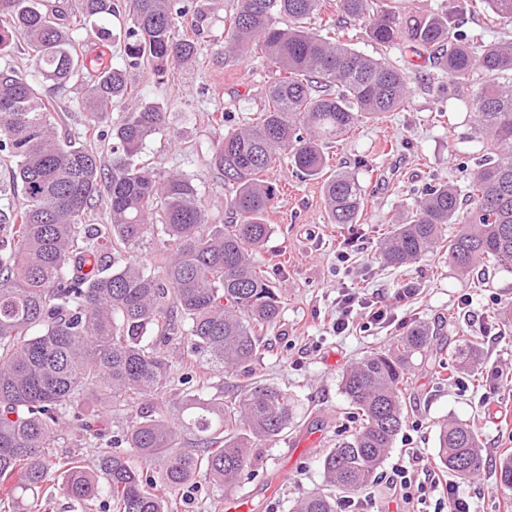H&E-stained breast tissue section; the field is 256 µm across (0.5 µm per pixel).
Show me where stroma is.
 Returning <instances> with one entry per match:
<instances>
[{
    "instance_id": "35a3bbf8",
    "label": "stroma",
    "mask_w": 512,
    "mask_h": 512,
    "mask_svg": "<svg viewBox=\"0 0 512 512\" xmlns=\"http://www.w3.org/2000/svg\"><path fill=\"white\" fill-rule=\"evenodd\" d=\"M207 19L195 28L185 16L181 30L199 35L201 53L195 64L171 68L164 80L148 73L132 76L142 100L170 114V129L151 140L144 158L158 172L183 170L194 174L212 223L227 222V189L220 171L210 165L217 130L208 116L229 113L228 128L260 112L264 91L274 79L260 57L224 58V22L235 0H205ZM125 15L107 21L84 22L75 33L87 48L105 47L113 65L123 63L121 33ZM108 29L109 42L98 39ZM345 43L369 56L379 48L360 25H348ZM401 68L416 67L419 79L410 83V105L373 121L355 125L326 152L333 168L354 172L365 192L361 218L355 224L330 223L321 180L296 176L286 165L266 174L278 188L268 222L272 232L255 259L280 288L283 317L269 330L249 373L225 376L222 390L232 395L253 382L273 384L293 398L296 420L283 439L258 445L259 461L241 476L231 493L249 496L256 512H290L296 501L323 488L321 458L348 438L360 420L352 414L341 390V377L367 353L389 346L395 336L422 322L432 333L426 359H415L405 392L404 425L382 468L390 470L408 450L435 458L440 425L457 419L472 425L481 440L483 462L478 473L461 481L460 491L473 512H512L498 481L496 465L503 451L512 452V323L488 330L493 309L512 304V269L481 264L467 277L448 266L443 253L430 254L405 267L383 263L380 247L392 216L410 203L414 191L436 180L465 184L478 157L465 113L443 116L448 106L447 75L427 57L396 46L384 52ZM51 97L60 114L62 136L90 142L102 166H110L111 121L93 123L86 107L87 88L55 89ZM404 288L414 289L408 305L397 307L390 326L369 323L364 310H354L347 331L336 334V298L345 292L394 299ZM469 305H462V298ZM475 337L480 342L481 385L459 369L457 347ZM316 443H309L311 433ZM288 479L274 496L266 488L275 469Z\"/></svg>"
}]
</instances>
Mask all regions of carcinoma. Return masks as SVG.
Segmentation results:
<instances>
[{"instance_id":"obj_1","label":"carcinoma","mask_w":512,"mask_h":512,"mask_svg":"<svg viewBox=\"0 0 512 512\" xmlns=\"http://www.w3.org/2000/svg\"><path fill=\"white\" fill-rule=\"evenodd\" d=\"M78 15L107 20L124 8L128 26L123 65L82 51L64 23L38 0H0V52L22 38L40 82L0 70V161L20 200L0 209V508L26 504L40 512L38 492L58 484L79 504L102 499L112 512H173L180 491L199 475L232 488L251 465L257 442H274L294 423L288 393L271 384L240 389L224 401L206 391L226 372L244 373L257 357L261 332L282 319L279 289L254 262L272 227L266 216L275 186L260 173L281 161L308 178H324L333 224L359 221L364 189L355 173L324 176L326 145L363 119L409 104L410 75L385 56H367L309 21L326 0H236L223 54L260 50L278 72L259 117L222 134L211 165L230 189V223H209L194 178L160 176L142 162L147 142L168 129V113L142 102L112 121V166L97 152L63 139L45 86L83 82L87 104L104 116L130 97L132 72L162 78L199 54L181 19L205 10L192 0H75ZM337 16L365 26L387 49L426 54L448 74V111L473 115L481 143L465 190L428 183L410 211L390 219L381 258L401 267L434 252L465 275L480 262L512 267V42L463 29L465 0L433 10L394 0H336ZM288 18V26L280 19ZM109 223L88 224L100 197ZM457 225L451 236L448 225ZM157 239L151 263L141 256ZM432 333L416 324L384 351L342 375L341 389L361 418L359 430L323 455L328 491L308 494L293 512H336V498L364 489L404 422L402 395L414 357ZM477 339L458 349L460 363L479 360ZM186 369L175 378L172 367ZM177 417L139 405L174 391ZM129 413V425L109 435L96 409ZM72 427L81 448L57 452ZM191 432L200 447H181ZM438 460L453 476L470 478L481 465L475 429L456 420L438 431ZM512 493V455L499 464Z\"/></svg>"}]
</instances>
